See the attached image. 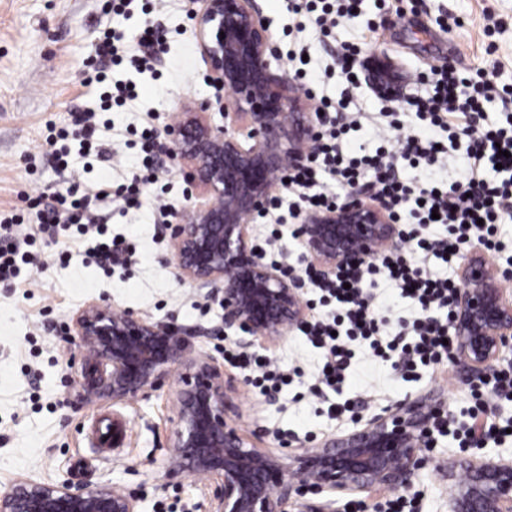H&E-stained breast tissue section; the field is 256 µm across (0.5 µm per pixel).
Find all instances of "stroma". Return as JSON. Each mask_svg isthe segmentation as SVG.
<instances>
[{"label": "stroma", "mask_w": 512, "mask_h": 512, "mask_svg": "<svg viewBox=\"0 0 512 512\" xmlns=\"http://www.w3.org/2000/svg\"><path fill=\"white\" fill-rule=\"evenodd\" d=\"M256 2L272 34L275 68L287 70V55L306 51L304 69L317 96L336 101L349 92L354 103L370 113L390 111L394 105L368 82L347 88L339 73L342 44L360 45L366 66L391 62L400 89L410 98L424 95L433 70L446 65L465 71L494 61L502 82L512 83V0H393L388 9L379 0H362L360 16L328 37L321 36L308 17L289 12L288 0ZM103 5L104 0H0V211L27 209L29 196L62 185L55 148L46 137L49 129L70 127L74 109H98L97 92L84 87L82 80L100 30L114 23ZM189 8L188 0H161L151 15L137 10L117 22L132 31L151 19L167 33V52L154 77H135L126 63L113 67V79L137 78L138 98L132 105L101 112L99 139L108 155L88 157L87 182L117 185L131 177L139 166L133 131L146 115H153L161 129L178 123L182 103L214 96L196 48ZM399 9L407 25L399 24ZM444 14L458 19L459 28L447 32L437 26L436 17ZM300 24L305 27L301 33L296 30ZM435 136L447 144V161L405 165L401 176L419 184L466 181L470 160L465 141H449L442 129ZM159 161L160 180L146 188L140 208L125 212L112 201L100 206L113 235L126 237L136 247L127 266L107 275L79 251L64 264L56 246L39 242L35 249L42 265L30 281L17 288L0 287V490L21 479L65 481L76 489L109 485L135 495L138 512H160L164 505L173 512L209 510L202 478L165 475L179 373H172L161 388L127 401L81 400L73 383L81 352L55 331L59 324L71 326L74 315L89 303L105 300L119 311L201 329L195 346L216 359H223L225 347L236 345V337L220 331L219 304L206 289L181 281L168 262L173 245L154 222L153 197L165 193L184 211L196 189L185 167L165 155ZM299 225L296 218L284 224L266 262L279 267L306 264ZM252 350L299 372L271 399L253 387L244 371L233 369L236 410L230 420L245 434L256 435L257 447L314 448L398 401L435 392L448 401V424L436 434L429 462L412 489L417 512H448L443 470L451 459H512V435L460 445L472 400L454 365L407 376L391 362L356 348L336 396L340 402L354 400L356 406L334 420L309 394L320 353L297 329ZM111 413L119 416L122 430L118 447L106 456L97 451L96 439L101 417Z\"/></svg>", "instance_id": "1"}]
</instances>
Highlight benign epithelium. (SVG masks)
Instances as JSON below:
<instances>
[{"mask_svg":"<svg viewBox=\"0 0 512 512\" xmlns=\"http://www.w3.org/2000/svg\"><path fill=\"white\" fill-rule=\"evenodd\" d=\"M191 15L216 93L186 104L162 146L190 168L206 201L165 226L174 243L168 262L181 280L210 289L224 330L248 334V345L274 342L301 324L306 310L296 282L256 253L248 224L265 208L285 163L304 161L315 113L272 68V36L256 0H191ZM300 237L308 261L330 277L395 246L398 227L384 208L352 191L332 210L306 212ZM461 275L450 359L467 378L486 376L512 346V298L500 288L508 274L468 251ZM70 343L82 352L76 383L86 400L135 398L180 371L168 474L203 476L209 512H288L307 493L370 499L407 491L427 463L435 422L447 414L442 397L421 394L316 448H257L228 420L235 388L224 366L193 353L190 334L177 324L94 302L75 315ZM445 477L448 512H512L511 460L459 457ZM0 512H137V504L106 485L80 491L65 482L20 480L0 491Z\"/></svg>","mask_w":512,"mask_h":512,"instance_id":"obj_1","label":"benign epithelium"}]
</instances>
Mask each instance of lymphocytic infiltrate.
I'll return each mask as SVG.
<instances>
[{
	"label": "lymphocytic infiltrate",
	"mask_w": 512,
	"mask_h": 512,
	"mask_svg": "<svg viewBox=\"0 0 512 512\" xmlns=\"http://www.w3.org/2000/svg\"><path fill=\"white\" fill-rule=\"evenodd\" d=\"M359 0H289L293 12L305 11L315 16L323 35L354 16ZM124 31L104 28L99 36L94 58L86 64L85 84H107L100 98L99 111L83 110L72 115L73 132H58V139L75 135L80 148L77 155L62 149L57 153L59 171L71 166L72 158H86L98 144V112L123 107L135 99L137 85L133 81H112L108 68L129 63L137 73L151 72L160 53L167 50L162 30L144 26L135 36L136 52L126 55ZM431 93L407 101L406 109L415 117V125L444 128L449 140L462 139L467 155L473 161L470 177L462 183L446 187L434 184L417 185L399 175L400 162L410 165H432L441 151L435 140L425 139L414 132H401L399 120H392L394 139L383 142L374 153L352 156L345 152L344 142L350 131L360 127V113L351 111L350 98L336 101L322 99L317 131L310 144L306 164L290 167L284 193L297 194L312 210H330L340 202V191H353L363 183H371L375 197L388 210L394 223L399 224L405 250H388L340 269L331 281H324L312 266H305L304 275L319 290L318 303L324 315L301 324L300 331L310 345L320 350L323 363L316 381L310 387L315 397L328 399L327 413L338 417L342 405L330 402L338 392L344 373L353 356L351 342L366 345L374 356L394 361L405 374L419 368H437L449 357L444 340L455 313V295L461 282L455 277L440 278L427 272L421 258L432 256L444 264L454 263L461 245L477 241L485 252L499 250L498 233L506 216L512 214V118L506 125L487 123L486 103L497 99H512V85L499 79L498 65H486L468 75L448 67L437 71ZM343 113V121L328 119V112ZM158 133L144 125L138 135L140 164L128 183L112 186L100 182L86 186L80 178H71L64 190L52 197L37 195L30 198L29 208L35 209L39 222L33 231H26L23 213H0V286L16 288L28 281L37 263L30 248L36 238L57 241L63 231H71L73 240L95 237L94 246L87 248V257L108 269L124 262L135 251L132 243L108 233L107 225L97 221V204L101 199L120 200L123 208L139 207L146 185L157 183L158 165L155 149ZM500 168L501 179L486 177V170ZM283 193V195H284ZM283 195L270 196L265 209L274 225L285 222ZM440 221L448 228L447 238L435 239L424 235L422 227ZM385 278L397 288L400 297L411 300L419 314L400 331L388 334L383 322L373 311V298L366 293L367 284ZM224 359L253 368L254 387L262 394L279 393L292 377L274 366L269 359L252 358L241 352L225 351Z\"/></svg>",
	"instance_id": "obj_1"
}]
</instances>
